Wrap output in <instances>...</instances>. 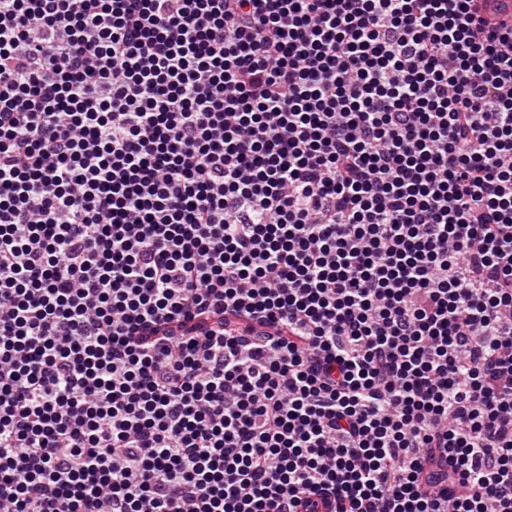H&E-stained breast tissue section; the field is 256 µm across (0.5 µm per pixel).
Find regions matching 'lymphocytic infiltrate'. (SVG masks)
Masks as SVG:
<instances>
[{
	"mask_svg": "<svg viewBox=\"0 0 512 512\" xmlns=\"http://www.w3.org/2000/svg\"><path fill=\"white\" fill-rule=\"evenodd\" d=\"M0 512H512V22L0 0Z\"/></svg>",
	"mask_w": 512,
	"mask_h": 512,
	"instance_id": "f902f5d3",
	"label": "lymphocytic infiltrate"
}]
</instances>
